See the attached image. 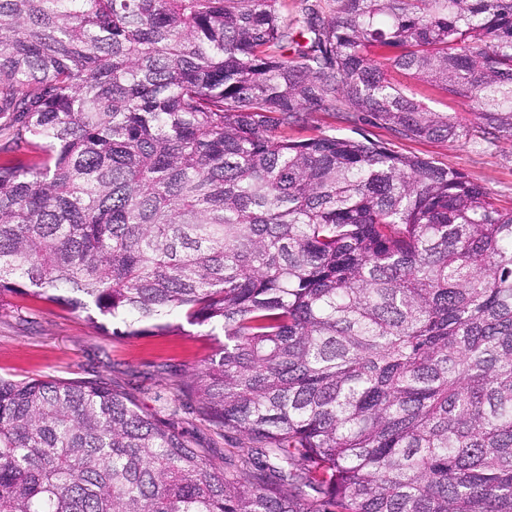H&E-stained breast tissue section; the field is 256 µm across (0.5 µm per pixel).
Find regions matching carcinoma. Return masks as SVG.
I'll use <instances>...</instances> for the list:
<instances>
[{"mask_svg": "<svg viewBox=\"0 0 512 512\" xmlns=\"http://www.w3.org/2000/svg\"><path fill=\"white\" fill-rule=\"evenodd\" d=\"M335 2L0 0V296L221 329L177 391L244 440L0 378V512H512V204L288 137L337 110L512 140V0ZM387 74L391 82L435 112H459L463 115L470 112L468 102L447 96L437 87L417 80L405 70L389 68ZM184 407L179 412L177 426L179 430L187 433L191 440L202 446L210 448L219 456L226 453L229 455L236 452L238 446H242L239 436L232 432L226 431L217 433L208 422L204 421L195 410L196 402L183 401Z\"/></svg>", "mask_w": 512, "mask_h": 512, "instance_id": "carcinoma-1", "label": "carcinoma"}]
</instances>
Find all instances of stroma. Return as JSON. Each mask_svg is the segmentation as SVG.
Returning a JSON list of instances; mask_svg holds the SVG:
<instances>
[{
  "label": "stroma",
  "instance_id": "stroma-1",
  "mask_svg": "<svg viewBox=\"0 0 512 512\" xmlns=\"http://www.w3.org/2000/svg\"><path fill=\"white\" fill-rule=\"evenodd\" d=\"M388 77L433 111L465 114L470 110L468 102L447 96L405 70L389 69ZM356 130L399 153L415 154L456 169L485 187L492 198L512 201V141L503 138L407 140L373 124L364 114L341 112L313 113L307 126L294 128L290 135L305 139L321 131L344 136ZM215 345L206 326L187 324L166 335L144 332L107 336L86 314L65 306L15 295L0 296L1 377L101 379L116 388L128 387L134 381L138 384L134 400L147 414L163 415L166 401L172 400L174 378L170 368L186 376L195 373ZM195 407V402H185L178 415V428L216 454L235 452L241 443L239 436L231 431L217 433Z\"/></svg>",
  "mask_w": 512,
  "mask_h": 512
}]
</instances>
